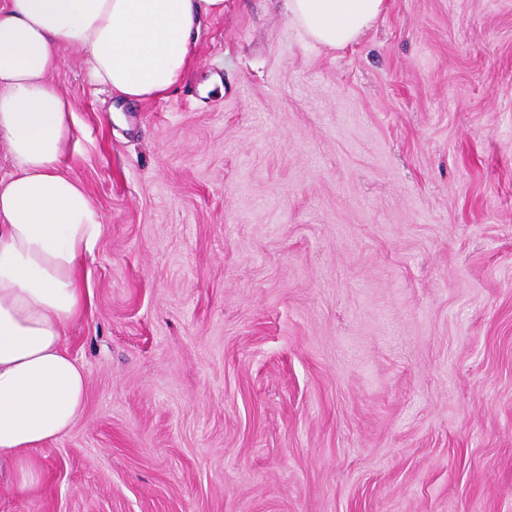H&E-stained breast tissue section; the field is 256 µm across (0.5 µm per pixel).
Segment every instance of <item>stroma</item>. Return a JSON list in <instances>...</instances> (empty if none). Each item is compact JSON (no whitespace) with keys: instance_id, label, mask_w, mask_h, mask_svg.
Masks as SVG:
<instances>
[{"instance_id":"stroma-1","label":"stroma","mask_w":512,"mask_h":512,"mask_svg":"<svg viewBox=\"0 0 512 512\" xmlns=\"http://www.w3.org/2000/svg\"><path fill=\"white\" fill-rule=\"evenodd\" d=\"M51 80L104 220L87 401L0 512H512V0L332 51L225 0L119 117L75 50Z\"/></svg>"}]
</instances>
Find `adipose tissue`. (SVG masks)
<instances>
[{
  "mask_svg": "<svg viewBox=\"0 0 512 512\" xmlns=\"http://www.w3.org/2000/svg\"><path fill=\"white\" fill-rule=\"evenodd\" d=\"M288 24L330 49L357 42L385 0H280ZM224 0H0V459L26 489L32 452L81 416L85 369L64 346L86 310L87 260L103 219L60 170L74 143V104L51 81L60 50L81 54L93 85L124 102L162 96L185 77L203 21Z\"/></svg>",
  "mask_w": 512,
  "mask_h": 512,
  "instance_id": "1",
  "label": "adipose tissue"
}]
</instances>
